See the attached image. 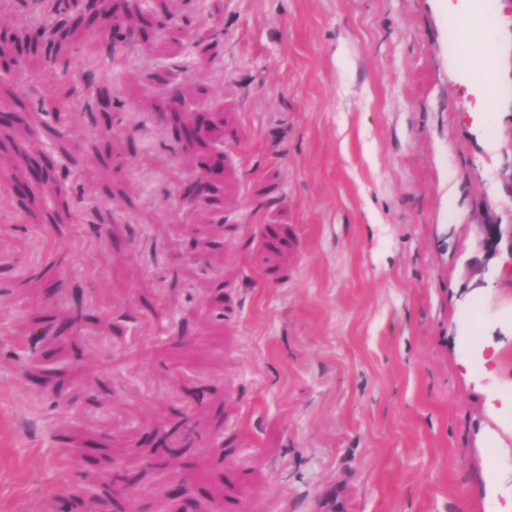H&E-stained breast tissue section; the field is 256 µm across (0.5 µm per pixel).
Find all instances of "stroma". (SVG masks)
Segmentation results:
<instances>
[{
  "label": "stroma",
  "instance_id": "obj_1",
  "mask_svg": "<svg viewBox=\"0 0 512 512\" xmlns=\"http://www.w3.org/2000/svg\"><path fill=\"white\" fill-rule=\"evenodd\" d=\"M488 2L489 136L439 0H140L116 22L148 41L68 40L94 81L12 69L0 141L52 178L24 211L0 155V512H179L173 482L200 512H512V254L486 244L512 0ZM53 26L0 0V32ZM69 197L84 222L50 223ZM474 82L482 86L484 95L481 107L473 113L475 114L478 125L489 127V124L493 121L494 112H496L497 99L494 86H487L488 88H486L478 81Z\"/></svg>",
  "mask_w": 512,
  "mask_h": 512
}]
</instances>
